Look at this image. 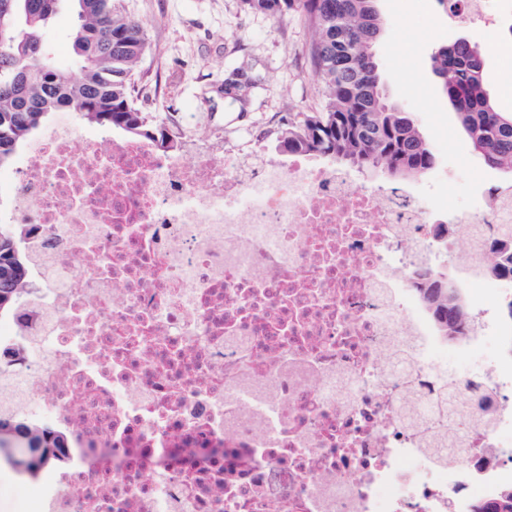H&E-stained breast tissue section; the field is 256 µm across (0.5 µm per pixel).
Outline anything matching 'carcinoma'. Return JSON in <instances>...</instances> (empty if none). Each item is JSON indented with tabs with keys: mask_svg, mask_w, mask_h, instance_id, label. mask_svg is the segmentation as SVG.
Returning a JSON list of instances; mask_svg holds the SVG:
<instances>
[{
	"mask_svg": "<svg viewBox=\"0 0 512 512\" xmlns=\"http://www.w3.org/2000/svg\"><path fill=\"white\" fill-rule=\"evenodd\" d=\"M253 12L282 17L305 14L312 29L310 57L322 94L317 112L288 122L279 143L285 152L324 155L361 170L394 177L423 175L436 163L430 144L406 112L383 94L375 45L384 21L376 0H242ZM76 16L70 40L79 75L56 61L46 29L61 6ZM144 24L116 6V0H0V167L55 112H74L102 128H117L162 149L177 135L164 122L134 105L136 76L147 52ZM436 74L457 118L491 168L512 171V116L497 111L483 84L484 56L459 39L433 53ZM18 225L0 224V318L15 314L29 271ZM512 288V250L482 257ZM423 298L444 336L463 335L469 318L448 277L431 267L417 270ZM60 440L42 427L0 411V460L30 479L41 459ZM480 512H512V487L481 501Z\"/></svg>",
	"mask_w": 512,
	"mask_h": 512,
	"instance_id": "obj_1",
	"label": "carcinoma"
}]
</instances>
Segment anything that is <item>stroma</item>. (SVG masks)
Listing matches in <instances>:
<instances>
[{"mask_svg":"<svg viewBox=\"0 0 512 512\" xmlns=\"http://www.w3.org/2000/svg\"><path fill=\"white\" fill-rule=\"evenodd\" d=\"M118 3L147 29L134 100L183 133L182 155L210 149L243 165L279 160L273 144L289 118L319 108L302 14L274 18L245 10L241 0ZM377 6L385 25L375 55L386 97L412 113L437 156L436 168L417 183L443 212L452 203H480V180L512 187L511 172L484 166L430 61L437 48L466 38L484 54V82L495 108L511 114L512 59L490 44H512V5L496 28L449 23L438 0H378ZM39 488L0 462V512H29Z\"/></svg>","mask_w":512,"mask_h":512,"instance_id":"obj_1","label":"stroma"}]
</instances>
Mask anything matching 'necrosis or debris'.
Returning a JSON list of instances; mask_svg holds the SVG:
<instances>
[{
	"mask_svg": "<svg viewBox=\"0 0 512 512\" xmlns=\"http://www.w3.org/2000/svg\"><path fill=\"white\" fill-rule=\"evenodd\" d=\"M32 262L0 352L13 413L67 434L35 512H469L512 483V370L448 423L413 274L474 266L512 191L436 217L324 156L240 173L70 126L12 190ZM468 231L454 251L452 229Z\"/></svg>",
	"mask_w": 512,
	"mask_h": 512,
	"instance_id": "obj_1",
	"label": "necrosis or debris"
}]
</instances>
